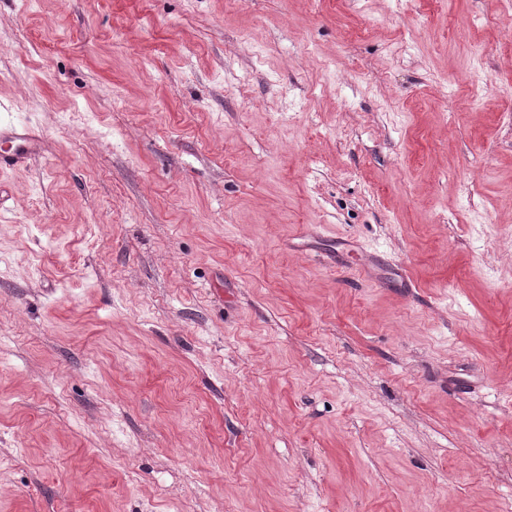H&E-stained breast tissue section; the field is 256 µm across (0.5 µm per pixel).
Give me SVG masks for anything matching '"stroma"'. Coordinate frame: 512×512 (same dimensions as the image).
I'll use <instances>...</instances> for the list:
<instances>
[{
    "instance_id": "1",
    "label": "stroma",
    "mask_w": 512,
    "mask_h": 512,
    "mask_svg": "<svg viewBox=\"0 0 512 512\" xmlns=\"http://www.w3.org/2000/svg\"><path fill=\"white\" fill-rule=\"evenodd\" d=\"M512 0H0V512H512ZM0 141L9 144L13 152L0 157V168L23 163L40 149L39 141L26 126L0 128Z\"/></svg>"
}]
</instances>
